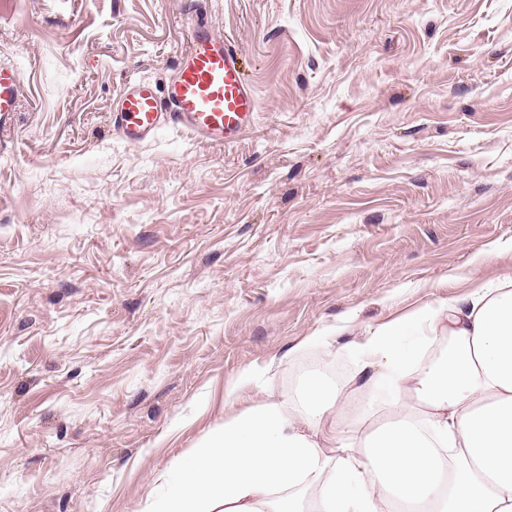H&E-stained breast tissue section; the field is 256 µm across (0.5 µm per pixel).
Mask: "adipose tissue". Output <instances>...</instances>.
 Segmentation results:
<instances>
[{
  "instance_id": "ef3b65f1",
  "label": "adipose tissue",
  "mask_w": 512,
  "mask_h": 512,
  "mask_svg": "<svg viewBox=\"0 0 512 512\" xmlns=\"http://www.w3.org/2000/svg\"><path fill=\"white\" fill-rule=\"evenodd\" d=\"M449 338L426 365L430 335ZM388 395L387 420L355 427L345 388L309 375L297 398L225 422L174 470L149 512H512V277L432 314L402 317L351 345Z\"/></svg>"
}]
</instances>
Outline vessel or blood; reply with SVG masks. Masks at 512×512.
Returning a JSON list of instances; mask_svg holds the SVG:
<instances>
[{
  "label": "vessel or blood",
  "mask_w": 512,
  "mask_h": 512,
  "mask_svg": "<svg viewBox=\"0 0 512 512\" xmlns=\"http://www.w3.org/2000/svg\"><path fill=\"white\" fill-rule=\"evenodd\" d=\"M188 32V45L164 91L140 79L122 92L111 122L126 141L146 142L178 127L196 139L224 145L236 141L250 124L255 93L242 76L235 48L205 25H189ZM20 81L18 69L0 68L1 132L11 127Z\"/></svg>",
  "instance_id": "1"
}]
</instances>
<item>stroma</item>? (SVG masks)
<instances>
[{
  "mask_svg": "<svg viewBox=\"0 0 512 512\" xmlns=\"http://www.w3.org/2000/svg\"><path fill=\"white\" fill-rule=\"evenodd\" d=\"M255 119L131 144L188 18ZM0 512H147L314 359L512 274V0H0ZM21 75L14 68H0V131L11 128V120L14 114Z\"/></svg>",
  "mask_w": 512,
  "mask_h": 512,
  "instance_id": "35a3bbf8",
  "label": "stroma"
}]
</instances>
